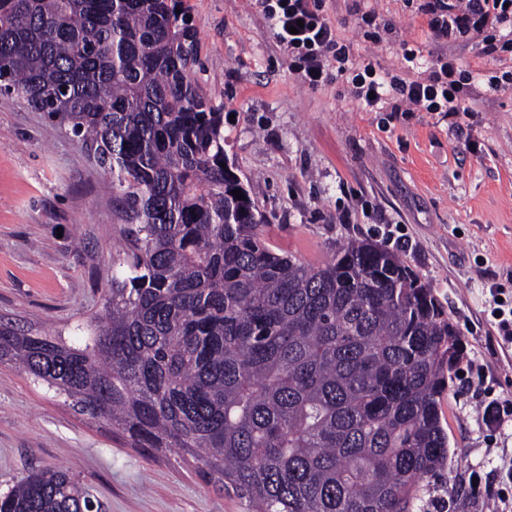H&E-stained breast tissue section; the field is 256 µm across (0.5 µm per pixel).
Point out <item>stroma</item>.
<instances>
[{
  "label": "stroma",
  "mask_w": 512,
  "mask_h": 512,
  "mask_svg": "<svg viewBox=\"0 0 512 512\" xmlns=\"http://www.w3.org/2000/svg\"><path fill=\"white\" fill-rule=\"evenodd\" d=\"M419 0H326L355 60L425 78L437 55L469 75L467 114L367 112L345 80L310 89L289 70L268 22L248 0H182L197 29L191 79L231 120L224 149L269 224V244L316 265L352 240L398 252L429 282L464 346L460 375L440 400L448 433V486L466 512H512V344L491 315L493 294L512 301V71L479 40L436 42ZM375 11L377 36L358 26ZM421 64L406 68L403 48ZM103 169L67 129L0 94V325L78 345L112 279L123 230ZM72 473L102 512H252L208 484L174 449L131 447L110 421L75 410L18 364L0 362V491L30 471Z\"/></svg>",
  "instance_id": "35a3bbf8"
}]
</instances>
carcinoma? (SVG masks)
I'll return each mask as SVG.
<instances>
[{
  "instance_id": "carcinoma-1",
  "label": "carcinoma",
  "mask_w": 512,
  "mask_h": 512,
  "mask_svg": "<svg viewBox=\"0 0 512 512\" xmlns=\"http://www.w3.org/2000/svg\"><path fill=\"white\" fill-rule=\"evenodd\" d=\"M196 35L181 0H0V79L94 152L130 223L88 342L3 326L0 357L255 512H430L460 334L381 245L317 266L270 248L189 78ZM98 509L60 469L0 493V512Z\"/></svg>"
}]
</instances>
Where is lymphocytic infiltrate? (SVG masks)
<instances>
[{"mask_svg": "<svg viewBox=\"0 0 512 512\" xmlns=\"http://www.w3.org/2000/svg\"><path fill=\"white\" fill-rule=\"evenodd\" d=\"M271 25L300 81L315 89L330 76H349L350 95L369 112L465 111L460 95L464 72L452 58L433 62L426 79L407 81L380 70L373 59L352 62L351 47L339 41L324 15L325 0H253ZM418 11L431 34L455 43L480 39L492 59L512 50V0H422Z\"/></svg>", "mask_w": 512, "mask_h": 512, "instance_id": "f902f5d3", "label": "lymphocytic infiltrate"}]
</instances>
